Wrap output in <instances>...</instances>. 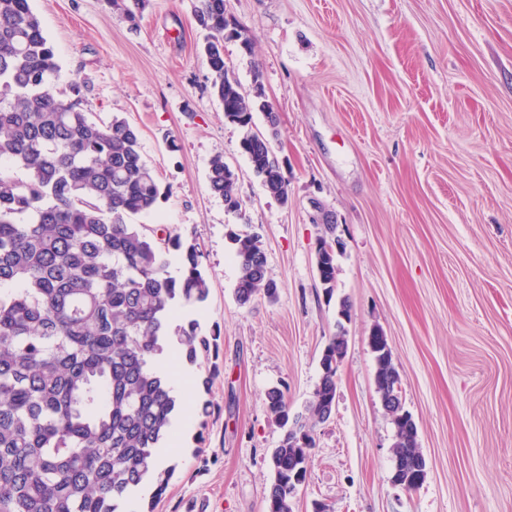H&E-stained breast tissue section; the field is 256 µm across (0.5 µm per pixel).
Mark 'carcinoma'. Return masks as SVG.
<instances>
[{"instance_id": "cac0c4a2", "label": "carcinoma", "mask_w": 512, "mask_h": 512, "mask_svg": "<svg viewBox=\"0 0 512 512\" xmlns=\"http://www.w3.org/2000/svg\"><path fill=\"white\" fill-rule=\"evenodd\" d=\"M147 0H106L133 21ZM225 0H198L195 20L208 32L202 54L224 120L240 140L265 192L288 203V183L270 139L278 118L266 101L258 70L247 92L224 64ZM53 45L30 0H0V512H120L146 479L152 499L165 493L172 472L153 466L176 398L150 365L162 353L177 308L199 306L209 288L195 244L161 225L152 234L127 223L161 198L160 182L143 157L140 133L114 115L95 121L81 85L57 96ZM263 114L269 135L253 131ZM23 176L18 177L14 170ZM208 181L229 210L241 207L237 178L214 156ZM239 275L235 297L249 304L276 298L267 255L257 233L231 230ZM182 274L168 272L170 251ZM321 285L336 288V249L316 251ZM324 347L322 374L304 410L290 414L284 391L269 388L267 412L284 428L271 453L266 512H295L294 481H306L310 451L298 440L328 421L336 404V358L346 356L343 323ZM177 350L191 363L217 352L215 335L198 321L177 325ZM374 382L400 377L384 334L372 332ZM392 456L408 460L393 481L414 491L427 461L412 416L389 414Z\"/></svg>"}]
</instances>
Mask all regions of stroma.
<instances>
[{"label": "stroma", "mask_w": 512, "mask_h": 512, "mask_svg": "<svg viewBox=\"0 0 512 512\" xmlns=\"http://www.w3.org/2000/svg\"><path fill=\"white\" fill-rule=\"evenodd\" d=\"M196 0H148L137 22L105 0H30L94 119L119 114L169 193L132 223L173 227L203 255L209 295L181 320L219 332L186 447L162 499L126 512H265L268 458L283 436L264 393L303 410L338 327L348 338L331 419L316 430L296 512H512V0H226L253 42L224 43L244 89L278 114L271 147L288 200L270 197L224 119L200 46ZM223 155L239 211L208 183ZM334 225L333 297L316 246ZM261 235L278 297L239 305L229 230ZM347 299L350 318L338 319ZM383 330L428 473L394 483V428L368 345Z\"/></svg>", "instance_id": "stroma-1"}]
</instances>
